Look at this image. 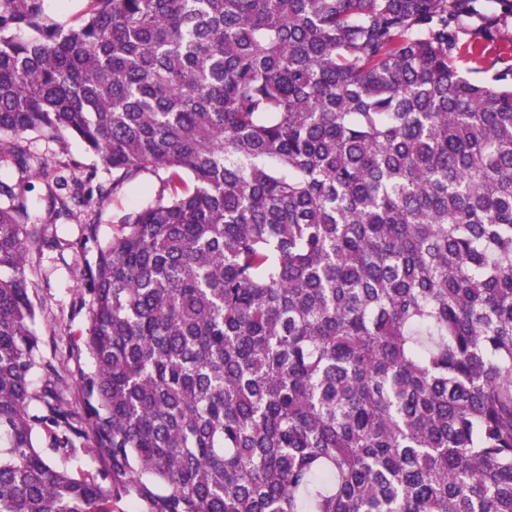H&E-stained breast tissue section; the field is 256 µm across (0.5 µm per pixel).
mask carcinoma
Masks as SVG:
<instances>
[{"mask_svg": "<svg viewBox=\"0 0 512 512\" xmlns=\"http://www.w3.org/2000/svg\"><path fill=\"white\" fill-rule=\"evenodd\" d=\"M44 2L0 0V512H112L41 430L154 512H512V0ZM29 134L112 184L48 180L33 219ZM145 172L76 415L30 387L27 257ZM86 8L85 0H48L46 2L47 13L64 26L77 23ZM23 144L31 153L44 158L52 171H56L55 166L58 164L68 162H76L81 167L95 165L98 167L99 179L112 183V172L104 170L97 157L87 152L82 144L71 138H66L64 143H59L46 141L32 134L25 136ZM93 444L92 441H78L76 449L66 459V467L75 475L95 476L108 470L112 480V471L102 456L91 449Z\"/></svg>", "mask_w": 512, "mask_h": 512, "instance_id": "cac0c4a2", "label": "carcinoma"}]
</instances>
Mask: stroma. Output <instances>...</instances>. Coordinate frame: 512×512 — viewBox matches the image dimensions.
Returning a JSON list of instances; mask_svg holds the SVG:
<instances>
[{
	"instance_id": "obj_1",
	"label": "stroma",
	"mask_w": 512,
	"mask_h": 512,
	"mask_svg": "<svg viewBox=\"0 0 512 512\" xmlns=\"http://www.w3.org/2000/svg\"><path fill=\"white\" fill-rule=\"evenodd\" d=\"M24 144L52 167L68 162L83 167L98 163L97 157L70 138L59 143L32 134L25 137ZM160 187V179L146 173L96 207L92 215L57 218L49 229L56 239L55 246L29 257V288L39 307L35 329L42 341V355L58 369L57 389L72 408L81 404V375L94 369L91 356L79 347L87 313L81 309L78 295L86 286L87 272L94 266L100 248L117 232L119 218L146 204Z\"/></svg>"
}]
</instances>
